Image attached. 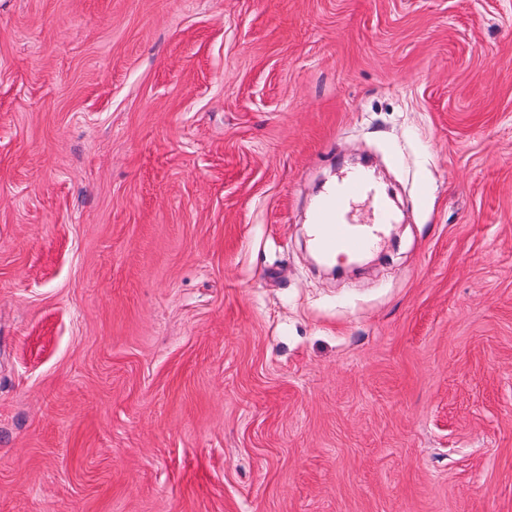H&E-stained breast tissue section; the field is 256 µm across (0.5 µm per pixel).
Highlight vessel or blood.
<instances>
[{
  "mask_svg": "<svg viewBox=\"0 0 512 512\" xmlns=\"http://www.w3.org/2000/svg\"><path fill=\"white\" fill-rule=\"evenodd\" d=\"M361 196L369 197L377 223L358 224L352 220L351 204ZM391 221V204L387 197L374 190L365 176L354 174L327 193L310 227L311 238L324 258L359 256L373 245L379 225Z\"/></svg>",
  "mask_w": 512,
  "mask_h": 512,
  "instance_id": "1",
  "label": "vessel or blood"
}]
</instances>
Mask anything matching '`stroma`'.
I'll list each match as a JSON object with an SVG mask.
<instances>
[{"mask_svg":"<svg viewBox=\"0 0 512 512\" xmlns=\"http://www.w3.org/2000/svg\"><path fill=\"white\" fill-rule=\"evenodd\" d=\"M0 512H512V0H0ZM361 196L370 197L377 224H357L351 219V204ZM391 221V204L387 197L374 190L365 176L354 174L327 193L310 224V238L326 259L340 255L360 256L373 245L378 226Z\"/></svg>","mask_w":512,"mask_h":512,"instance_id":"obj_1","label":"stroma"}]
</instances>
